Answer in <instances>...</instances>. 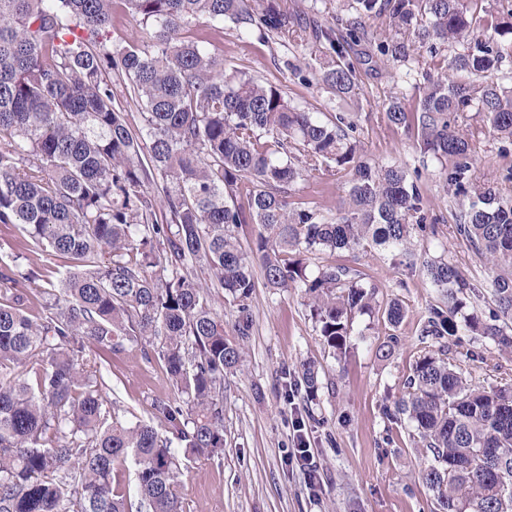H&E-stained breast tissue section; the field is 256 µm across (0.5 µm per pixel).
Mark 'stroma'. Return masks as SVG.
<instances>
[{
	"label": "stroma",
	"instance_id": "obj_1",
	"mask_svg": "<svg viewBox=\"0 0 512 512\" xmlns=\"http://www.w3.org/2000/svg\"><path fill=\"white\" fill-rule=\"evenodd\" d=\"M213 49L226 70L278 86L288 101L317 117L354 113L355 137L369 163L396 162L420 174L434 228L415 235L419 260L448 259L470 283L487 290L490 266L455 231L456 206L440 187V164L424 160L415 131L393 128L385 118L391 96L404 94L407 104L415 105L421 72L437 65V58L422 53L410 75L396 82L389 64L366 60L367 45L355 46L357 88L342 102L321 83L322 49L313 41L264 42L228 22ZM456 125L472 135L473 181L492 183L500 195L512 197V151L502 152L475 113H458ZM343 194V181L325 174L299 181L293 200L333 216ZM419 260L412 264L376 248L309 256V268L338 262L378 286L372 312L356 316L342 355L324 341L299 289L257 285L249 301L252 326L243 337L237 333L236 305L223 289H213L225 337L241 345L244 356L224 379L223 453L180 461L186 512H437L433 493L418 476L424 457L413 425L386 415L404 396L406 379L426 349L419 330L438 300ZM393 299L405 309L395 329L384 315ZM448 359L476 386L512 388V351L467 328H460ZM304 363L319 370L313 399L297 383ZM102 396L120 418L153 425L156 404L175 399L176 391L156 353L128 345L113 353L111 367L103 370ZM301 439L319 475L314 488L307 469L291 457Z\"/></svg>",
	"mask_w": 512,
	"mask_h": 512
}]
</instances>
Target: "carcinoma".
<instances>
[{"label":"carcinoma","mask_w":512,"mask_h":512,"mask_svg":"<svg viewBox=\"0 0 512 512\" xmlns=\"http://www.w3.org/2000/svg\"><path fill=\"white\" fill-rule=\"evenodd\" d=\"M121 2L149 42L113 43V0H0V224L22 226L36 256L26 269L0 256V283L15 288L0 301V512H132L114 484L130 458L137 512H183L178 453L224 452V375L242 358L197 270L242 314L259 277L302 289L340 352L376 286L339 264L311 274L301 256L369 244L413 256V232L427 229L417 180L363 161L349 117L324 122L280 89L224 69L211 46L226 22L267 40L312 36L326 49L322 81L338 97L356 85L350 51L361 42L408 72L424 46L432 57L451 51L440 70L421 72L417 104L395 95L385 117L416 128L422 153L442 164L456 233L491 264L488 316L473 312L466 327L512 348V198L470 182L469 135L450 123L474 112L512 144V87L490 80L512 56L495 39L512 36V0L482 14L468 4L483 0H338L346 15L312 29L274 0L258 10L250 0ZM378 17L387 32L368 30ZM114 78L141 127L126 121ZM324 172L349 176L334 217L290 201L298 181ZM243 224L259 226L247 250L235 234ZM54 259L67 269L51 293L43 283ZM423 269L443 303L420 335L454 336L470 284L445 259ZM29 296L43 300L35 314L23 308ZM124 342L151 346L164 362L177 391L156 406L168 437L141 421L106 422L95 374ZM10 363L25 373L4 377ZM299 384L315 397L314 365H302ZM397 415L427 450L419 477L439 512H512V391L478 387L427 351Z\"/></svg>","instance_id":"1"}]
</instances>
